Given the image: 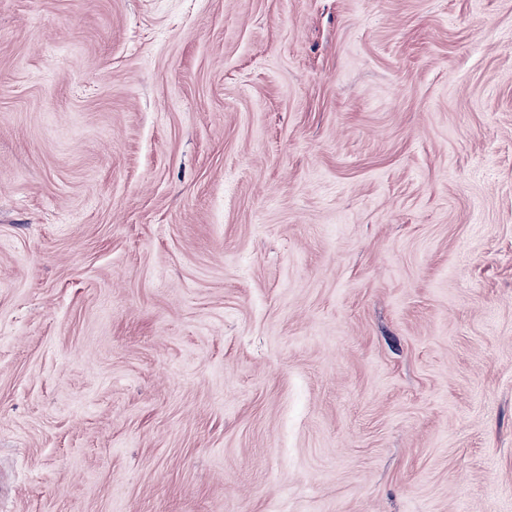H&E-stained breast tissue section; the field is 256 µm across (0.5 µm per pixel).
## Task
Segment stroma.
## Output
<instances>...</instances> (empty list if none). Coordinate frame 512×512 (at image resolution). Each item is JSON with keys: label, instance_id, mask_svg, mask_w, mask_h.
Masks as SVG:
<instances>
[{"label": "stroma", "instance_id": "1", "mask_svg": "<svg viewBox=\"0 0 512 512\" xmlns=\"http://www.w3.org/2000/svg\"><path fill=\"white\" fill-rule=\"evenodd\" d=\"M0 512H512V0H0Z\"/></svg>", "mask_w": 512, "mask_h": 512}]
</instances>
